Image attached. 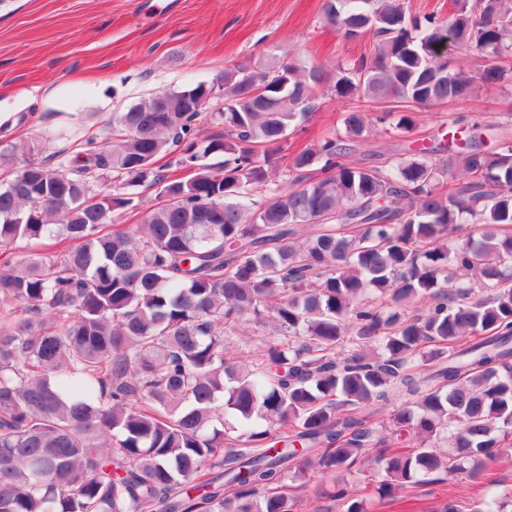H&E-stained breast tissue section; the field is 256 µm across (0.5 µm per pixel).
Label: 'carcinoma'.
Here are the masks:
<instances>
[{
    "mask_svg": "<svg viewBox=\"0 0 512 512\" xmlns=\"http://www.w3.org/2000/svg\"><path fill=\"white\" fill-rule=\"evenodd\" d=\"M454 2L325 0L327 25L373 39L330 80L228 66L54 164L6 142L1 164L28 158L0 184V512H294L311 467L365 457L391 497L512 447V139L486 151L474 123L351 160L373 128L414 138L418 109L509 97L512 0ZM446 40L486 65L438 63ZM325 84L342 128L282 163ZM247 331L269 340L240 362ZM509 506L511 488L468 512ZM449 0H402L407 13L422 18L425 14H437L439 17H448L450 10Z\"/></svg>",
    "mask_w": 512,
    "mask_h": 512,
    "instance_id": "1",
    "label": "carcinoma"
}]
</instances>
